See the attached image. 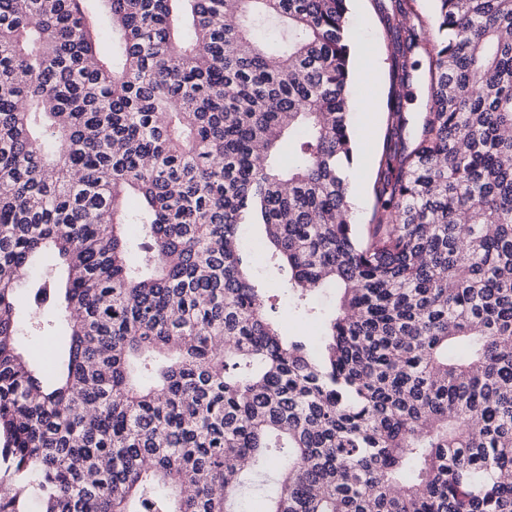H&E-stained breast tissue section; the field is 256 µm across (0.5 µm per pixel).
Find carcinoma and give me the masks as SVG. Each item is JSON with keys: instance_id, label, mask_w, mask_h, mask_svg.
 <instances>
[{"instance_id": "cac0c4a2", "label": "carcinoma", "mask_w": 512, "mask_h": 512, "mask_svg": "<svg viewBox=\"0 0 512 512\" xmlns=\"http://www.w3.org/2000/svg\"><path fill=\"white\" fill-rule=\"evenodd\" d=\"M87 2L0 0V512H239L273 453L266 512H512V0L386 12L364 236L350 0ZM418 59L421 60L422 66L418 73H416L418 81L414 83L412 88L414 100L409 101L406 105L407 108L411 111L408 113V117L410 119L409 129L411 131L415 129L421 115L420 113L425 111L426 104V88L424 87L423 83L425 80L424 74L426 73V61L421 57H418ZM253 268L254 273L263 281L269 294L276 296V303L279 304L277 307L279 306L280 311H282L281 329L283 334H285V336H307L306 326L314 324L318 327L319 336L320 332L323 330L322 322L307 319L296 312H288L287 273L278 270L276 267L268 266L264 257L260 263L253 261ZM284 311L288 312V315H285Z\"/></svg>"}]
</instances>
